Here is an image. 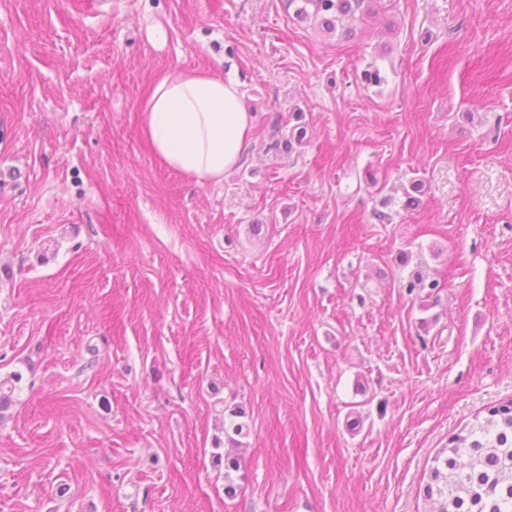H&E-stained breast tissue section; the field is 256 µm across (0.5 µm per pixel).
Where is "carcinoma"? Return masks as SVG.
I'll return each mask as SVG.
<instances>
[{
    "label": "carcinoma",
    "instance_id": "cac0c4a2",
    "mask_svg": "<svg viewBox=\"0 0 512 512\" xmlns=\"http://www.w3.org/2000/svg\"><path fill=\"white\" fill-rule=\"evenodd\" d=\"M379 0H287L288 12L302 22L344 38L362 30V23L377 13ZM21 374L0 381V414L10 408ZM230 448L224 461L227 484L233 497L231 473L241 469L236 453L239 437L248 434L243 423L230 422L224 430ZM425 496L432 512H512V402L488 409L484 421L466 434L448 441L433 460Z\"/></svg>",
    "mask_w": 512,
    "mask_h": 512
}]
</instances>
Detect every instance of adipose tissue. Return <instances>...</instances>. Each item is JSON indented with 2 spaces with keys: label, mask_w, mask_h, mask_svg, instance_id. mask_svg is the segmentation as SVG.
Instances as JSON below:
<instances>
[{
  "label": "adipose tissue",
  "mask_w": 512,
  "mask_h": 512,
  "mask_svg": "<svg viewBox=\"0 0 512 512\" xmlns=\"http://www.w3.org/2000/svg\"><path fill=\"white\" fill-rule=\"evenodd\" d=\"M142 122L165 166L189 179L219 184L241 160L253 115L235 80L176 67L154 84Z\"/></svg>",
  "instance_id": "adipose-tissue-1"
}]
</instances>
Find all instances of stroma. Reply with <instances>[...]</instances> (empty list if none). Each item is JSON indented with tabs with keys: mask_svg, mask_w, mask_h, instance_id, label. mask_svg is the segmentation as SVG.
Instances as JSON below:
<instances>
[{
	"mask_svg": "<svg viewBox=\"0 0 512 512\" xmlns=\"http://www.w3.org/2000/svg\"><path fill=\"white\" fill-rule=\"evenodd\" d=\"M380 5L345 41L286 0H0V512H430L512 401V0ZM173 67L254 116L221 184L143 134ZM245 430V431H244ZM224 434L227 438L230 448L224 453V469L225 477H231V472H237L241 469L242 459L235 452L241 445V442L236 437L248 434L246 425L244 423H236L231 421L229 427L224 429ZM228 484L224 486V492L227 496L233 497L236 494V486L232 479H226Z\"/></svg>",
	"mask_w": 512,
	"mask_h": 512,
	"instance_id": "stroma-1",
	"label": "stroma"
}]
</instances>
